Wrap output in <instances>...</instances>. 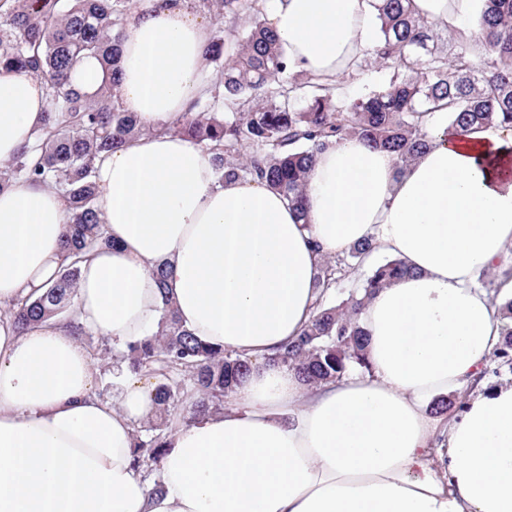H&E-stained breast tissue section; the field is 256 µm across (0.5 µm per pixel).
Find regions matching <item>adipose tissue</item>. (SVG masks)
<instances>
[{
  "mask_svg": "<svg viewBox=\"0 0 512 512\" xmlns=\"http://www.w3.org/2000/svg\"><path fill=\"white\" fill-rule=\"evenodd\" d=\"M465 32L481 0H411ZM264 21L291 71L335 84L374 42L371 0H267ZM208 17L188 0H138L119 42L118 103L146 136L97 159L95 205L112 247L80 265L83 329L122 347L156 328L166 266L181 323L250 358L237 407L166 437L160 491L134 466L153 386L127 377L117 402L67 320L25 332L0 320V512H512V384L469 387L512 319L476 284L512 263V128L449 129L403 172L355 139L320 153L306 219L265 185L217 181L212 156L165 125L208 95ZM46 84L0 73V161L44 123ZM65 200L22 180L0 187V306L60 267ZM375 236L407 274L360 315L369 369L306 387L278 351L312 316L319 254ZM463 395V412L433 414Z\"/></svg>",
  "mask_w": 512,
  "mask_h": 512,
  "instance_id": "ef3b65f1",
  "label": "adipose tissue"
}]
</instances>
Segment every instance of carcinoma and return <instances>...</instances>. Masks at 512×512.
<instances>
[{"mask_svg":"<svg viewBox=\"0 0 512 512\" xmlns=\"http://www.w3.org/2000/svg\"><path fill=\"white\" fill-rule=\"evenodd\" d=\"M218 11L224 29L205 55L219 73L209 99L179 119L171 131L212 155L221 181H257L285 196L306 217L304 191L316 155L332 142L358 139L389 153L396 173L429 146L426 118L448 112L457 130L512 128V0H485L467 37L439 29L410 8L411 0H375L379 32L374 46L355 61L348 80L377 65L388 81L351 96L288 70L276 34L262 21L265 0H198ZM132 0H0V69L45 80L48 101L35 144L22 148L0 168V187L14 179L56 189L67 202L68 220L61 267L38 296L1 309L18 330L50 317L73 314L79 263L94 249L112 245L94 206L95 159L142 134L131 113L119 108L117 53L122 21ZM236 51L224 58V34ZM96 56L107 74L93 98L69 87L73 65ZM375 249L368 236L335 256L321 258L313 317L279 361L304 382L339 380L368 369L366 333L358 314L376 291L406 272L395 257L375 266L336 304L333 290L348 281ZM163 303L157 329L119 352L127 372L155 382L152 424L137 436L135 467L161 463L164 426L183 382L196 393L189 417L224 409V402L252 369V361L198 339L177 319L164 265L152 268Z\"/></svg>","mask_w":512,"mask_h":512,"instance_id":"carcinoma-1","label":"carcinoma"}]
</instances>
